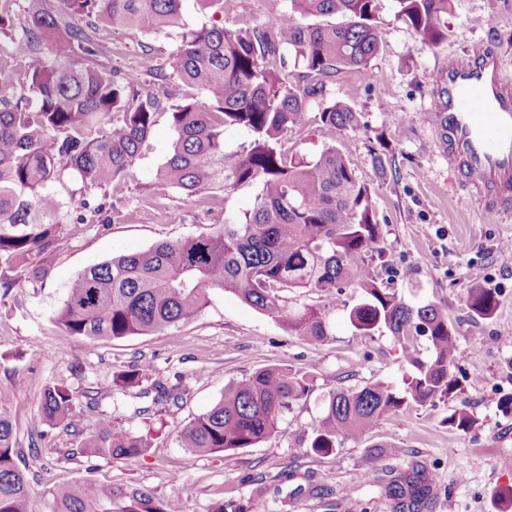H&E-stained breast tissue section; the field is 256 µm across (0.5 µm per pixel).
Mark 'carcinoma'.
<instances>
[{
    "mask_svg": "<svg viewBox=\"0 0 512 512\" xmlns=\"http://www.w3.org/2000/svg\"><path fill=\"white\" fill-rule=\"evenodd\" d=\"M27 23L15 25L17 0H0V35L11 56L28 60L27 81L16 91L10 69H0V288L19 281L43 283L50 259L65 238L67 182L84 212L104 226L117 210L106 207L112 185L128 179L143 143L159 122L160 94L172 79L200 90L205 100L184 98L166 112L176 134L154 191L177 189L199 197L244 184L258 186L252 210L207 235L163 240L147 250L123 253L80 271L70 283L54 321L65 335L86 342L149 335L197 318L210 293L221 290L288 331L322 342L330 324L322 309L288 308L285 291L332 297L352 285L362 300L348 313L360 336L386 328L414 371L402 385L374 382L328 393L324 414L312 430L310 450L330 455L345 439H358L383 417L451 398L459 384L450 374L457 336L448 314L434 303L412 306L378 281L368 257L382 252L372 192L334 145L314 156L288 154L283 142L305 124L308 105L320 107L323 124L359 128L356 112L327 103L326 84L342 70L369 71L381 49L375 0H288V11L269 26H190L182 20L183 0H62L54 14L45 0H23ZM397 17L424 43L447 39L451 0H395ZM339 16L335 24L311 17ZM88 19L85 28L69 18ZM143 33L178 30L173 72L146 70L138 84L102 63L105 49L94 25ZM48 45L44 58L32 54ZM299 80H287L288 62ZM252 136L251 147L233 161L224 155V129ZM466 306L474 317L490 318L497 298L489 288H471ZM425 338L430 359L415 356ZM148 366L112 377L115 393L141 398ZM314 376L274 365L229 384L207 412L189 421L179 442L190 458L250 448L275 431L294 403L309 396ZM79 394L63 384L47 386L38 399L42 422L75 436L84 434L77 413ZM477 419L465 410L448 416V428L466 433ZM149 448V434L112 425L101 413L80 453L131 459ZM14 425L0 412V512H181L177 499H161L144 487L99 490L90 483L58 485L36 500L25 471L14 459ZM440 484L419 459L388 472L383 486L392 512H432Z\"/></svg>",
    "mask_w": 512,
    "mask_h": 512,
    "instance_id": "obj_1",
    "label": "carcinoma"
}]
</instances>
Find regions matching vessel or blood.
I'll return each instance as SVG.
<instances>
[{"instance_id": "vessel-or-blood-1", "label": "vessel or blood", "mask_w": 512, "mask_h": 512, "mask_svg": "<svg viewBox=\"0 0 512 512\" xmlns=\"http://www.w3.org/2000/svg\"><path fill=\"white\" fill-rule=\"evenodd\" d=\"M430 117L439 151L482 214H512V77L487 45L449 60L433 79Z\"/></svg>"}]
</instances>
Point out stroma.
<instances>
[{"mask_svg": "<svg viewBox=\"0 0 512 512\" xmlns=\"http://www.w3.org/2000/svg\"><path fill=\"white\" fill-rule=\"evenodd\" d=\"M287 7L288 0H224L223 13L214 14L196 0H183L182 15L191 25L246 28L268 25ZM376 25L383 44L370 62V75L344 70L327 84L328 100L357 112L361 129L324 126L312 103L305 128L287 147L312 154L336 145L370 186L384 248L372 265L407 302H432L448 314L458 337L451 375L459 391L383 417L361 439L341 441L334 454L310 452L329 391L376 381L398 385L412 371L389 331L356 335L348 311L361 292L352 287L327 302L315 294L287 293L292 307L325 303L331 334L319 343L288 333L219 290L197 319L161 333L94 344L63 336L53 313L79 271L161 240L209 233L255 203L254 185L221 194L207 211L180 191L152 193L174 138L163 120L142 147L132 178L109 190L112 203L132 212V219L106 227L67 225L47 281L23 282L0 294V409L13 417L17 462L27 468L36 490L84 481L101 488L145 486L158 497L180 499L183 512H212L227 500L244 503L247 512H390L381 486L360 479L377 451L381 468L405 467L415 455L439 474L434 512H505L499 495L512 490V467L505 465L512 458V440L501 436L503 426L512 425V414H503L498 402L512 395V249L505 247L512 242V217L498 224L484 219L437 151L428 112L437 71L475 44L495 48L512 76V0H452L448 37L435 47L424 46L397 18L395 0H377ZM97 34L110 51L109 63L127 79L174 63L175 33L145 35L102 24ZM379 153L387 159L382 173L374 162ZM475 285L495 291L493 317H471L466 298ZM145 361L151 364L149 384L180 382L188 393L179 404L145 417L135 410L151 405V398H130L116 409L102 400L116 426L154 430L143 455L90 459L76 453V439L41 422L36 400L45 386L64 383L93 391L109 385L115 372ZM276 364L312 372L311 394L253 447L189 459L178 442L181 428L208 411L228 383ZM458 409L477 419L468 432L448 429V417ZM311 484L330 488V496L309 495Z\"/></svg>", "mask_w": 512, "mask_h": 512, "instance_id": "35a3bbf8", "label": "stroma"}]
</instances>
